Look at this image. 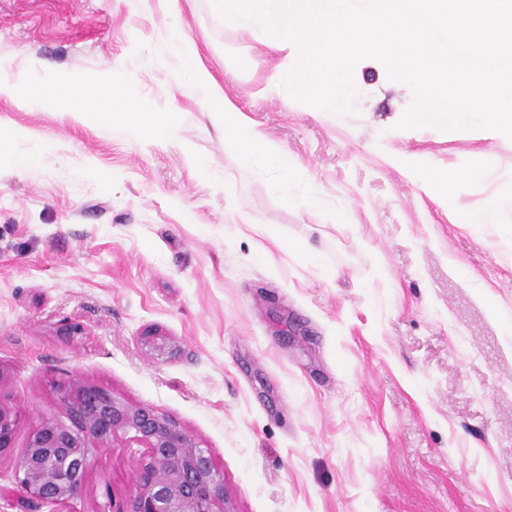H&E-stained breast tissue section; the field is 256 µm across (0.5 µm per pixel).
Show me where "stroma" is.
I'll return each mask as SVG.
<instances>
[{
	"label": "stroma",
	"mask_w": 512,
	"mask_h": 512,
	"mask_svg": "<svg viewBox=\"0 0 512 512\" xmlns=\"http://www.w3.org/2000/svg\"><path fill=\"white\" fill-rule=\"evenodd\" d=\"M179 6L230 98L298 161L292 191L323 205L288 207L271 173L225 150L153 55L164 11L0 0L1 73L108 72L184 125L181 140L145 142L0 94L15 150L48 145L30 169L0 159V387L25 426L60 415L53 385L78 374L181 422L237 512H512V345L489 311L512 309V210L478 229L455 221L512 185V140L397 129L412 92L371 60L352 113L308 111L267 88L281 55L242 46L208 0ZM191 152L211 160L210 180ZM408 155L483 176L441 206L400 166ZM297 240L319 263L289 249ZM148 329L184 355L149 358ZM144 455L115 437L58 512L124 500Z\"/></svg>",
	"instance_id": "1"
}]
</instances>
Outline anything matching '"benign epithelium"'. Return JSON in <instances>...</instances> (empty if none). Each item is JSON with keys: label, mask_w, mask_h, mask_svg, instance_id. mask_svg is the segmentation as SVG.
<instances>
[{"label": "benign epithelium", "mask_w": 512, "mask_h": 512, "mask_svg": "<svg viewBox=\"0 0 512 512\" xmlns=\"http://www.w3.org/2000/svg\"><path fill=\"white\" fill-rule=\"evenodd\" d=\"M140 343L150 358L165 361L183 352L172 336L148 331ZM62 416L46 418L18 444L21 418L0 387V458L14 462L12 488H0L10 506L17 492L47 512L78 496L92 455L119 434L146 450L128 499L108 500L101 512H236L208 448L176 419L150 405H132L76 375L57 384Z\"/></svg>", "instance_id": "benign-epithelium-1"}]
</instances>
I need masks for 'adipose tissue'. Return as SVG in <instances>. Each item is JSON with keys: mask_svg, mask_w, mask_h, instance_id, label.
<instances>
[{"mask_svg": "<svg viewBox=\"0 0 512 512\" xmlns=\"http://www.w3.org/2000/svg\"><path fill=\"white\" fill-rule=\"evenodd\" d=\"M160 9L174 17L175 22L166 36L157 43L154 52L160 60L170 62L180 79L195 96L208 123L224 134L225 149L235 153L241 161L261 163L274 174V190L284 201L298 210L313 211L322 201L314 194L296 195L289 188L297 162L288 151L272 146L265 134L256 129L242 110L227 96L214 74L205 65L194 39L178 17L177 0H157ZM9 93L17 102L25 104L31 98H65L76 96L75 113L94 111L103 115L114 130L137 132L150 130L153 138L176 140L181 136L182 114L165 113L161 119L145 118L139 112L134 96L116 88L109 78L89 76L77 90L64 86L32 84L28 82H0V93ZM412 177L432 196L444 199L453 191L457 174L423 164L418 158L407 157L402 162Z\"/></svg>", "mask_w": 512, "mask_h": 512, "instance_id": "adipose-tissue-1", "label": "adipose tissue"}]
</instances>
